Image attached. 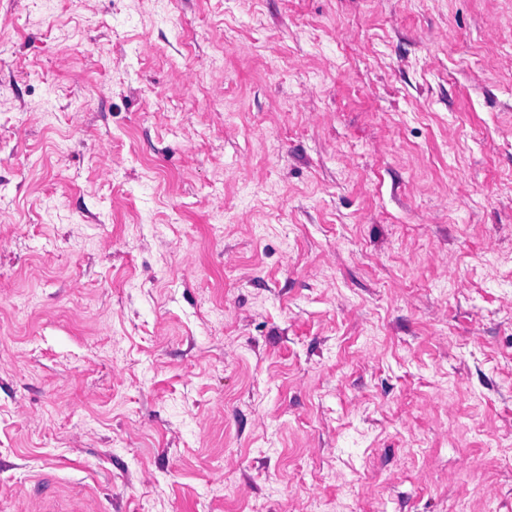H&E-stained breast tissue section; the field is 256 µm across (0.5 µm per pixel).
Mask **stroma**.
<instances>
[{"mask_svg":"<svg viewBox=\"0 0 512 512\" xmlns=\"http://www.w3.org/2000/svg\"><path fill=\"white\" fill-rule=\"evenodd\" d=\"M0 512H512V0H0Z\"/></svg>","mask_w":512,"mask_h":512,"instance_id":"35a3bbf8","label":"stroma"}]
</instances>
